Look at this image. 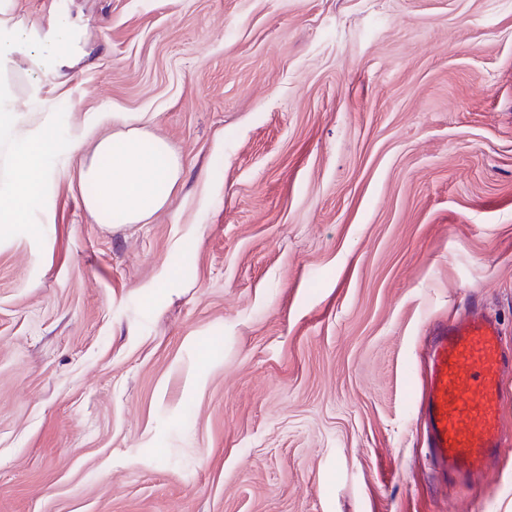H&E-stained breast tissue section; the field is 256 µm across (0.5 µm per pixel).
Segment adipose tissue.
Returning <instances> with one entry per match:
<instances>
[{
	"label": "adipose tissue",
	"instance_id": "obj_1",
	"mask_svg": "<svg viewBox=\"0 0 512 512\" xmlns=\"http://www.w3.org/2000/svg\"><path fill=\"white\" fill-rule=\"evenodd\" d=\"M94 52L75 0L57 12L47 30L27 27L13 14V0H0V143L11 149L9 195L0 198V240L24 223L27 210L39 203L49 178L46 157L59 146L50 117L32 106V94L46 81L62 85L66 76ZM27 102L34 125L15 136L17 102ZM136 117L97 113L78 128L77 141H90L80 179L89 191L86 210L101 217L99 195L110 196L112 219L140 224L163 209L182 179V163L168 142L139 126Z\"/></svg>",
	"mask_w": 512,
	"mask_h": 512
}]
</instances>
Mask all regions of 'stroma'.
I'll return each mask as SVG.
<instances>
[{"instance_id":"35a3bbf8","label":"stroma","mask_w":512,"mask_h":512,"mask_svg":"<svg viewBox=\"0 0 512 512\" xmlns=\"http://www.w3.org/2000/svg\"><path fill=\"white\" fill-rule=\"evenodd\" d=\"M90 65L0 245V512H512L503 446L434 490L433 325L512 344V0H84ZM141 118L184 168L145 224L74 147Z\"/></svg>"}]
</instances>
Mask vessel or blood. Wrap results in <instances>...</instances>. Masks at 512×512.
<instances>
[{
    "mask_svg": "<svg viewBox=\"0 0 512 512\" xmlns=\"http://www.w3.org/2000/svg\"><path fill=\"white\" fill-rule=\"evenodd\" d=\"M511 372L512 349L490 316L470 313L434 336L423 402L436 474L465 480L495 459L500 377Z\"/></svg>",
    "mask_w": 512,
    "mask_h": 512,
    "instance_id": "vessel-or-blood-1",
    "label": "vessel or blood"
}]
</instances>
